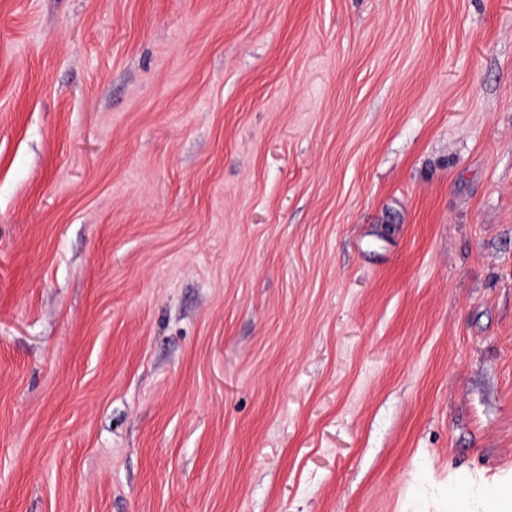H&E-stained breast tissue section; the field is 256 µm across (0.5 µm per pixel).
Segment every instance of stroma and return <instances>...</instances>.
Returning <instances> with one entry per match:
<instances>
[{
    "label": "stroma",
    "instance_id": "35a3bbf8",
    "mask_svg": "<svg viewBox=\"0 0 512 512\" xmlns=\"http://www.w3.org/2000/svg\"><path fill=\"white\" fill-rule=\"evenodd\" d=\"M512 0H0V512H501Z\"/></svg>",
    "mask_w": 512,
    "mask_h": 512
}]
</instances>
